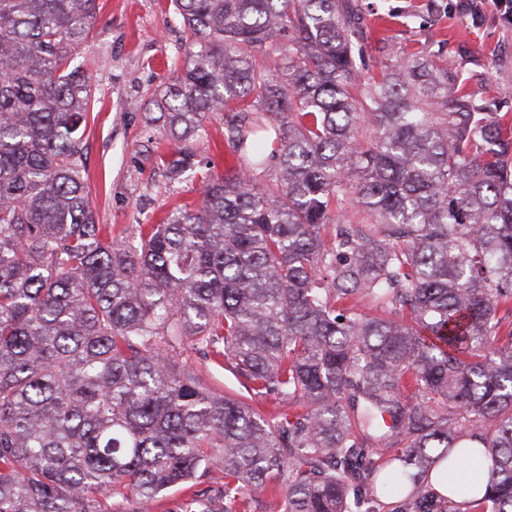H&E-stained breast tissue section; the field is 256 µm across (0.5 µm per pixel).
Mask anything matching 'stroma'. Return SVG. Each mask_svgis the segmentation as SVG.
Masks as SVG:
<instances>
[{
	"instance_id": "obj_1",
	"label": "stroma",
	"mask_w": 512,
	"mask_h": 512,
	"mask_svg": "<svg viewBox=\"0 0 512 512\" xmlns=\"http://www.w3.org/2000/svg\"><path fill=\"white\" fill-rule=\"evenodd\" d=\"M98 20L77 57L92 86L83 141L90 200L113 235L133 234L168 210L197 204V181L168 182L162 155L169 133L147 122L142 103L173 83L189 33L170 0H98ZM368 35L364 72H378V38L424 48L457 64L467 57L469 90L498 100L512 113V26L493 16L473 24L458 0H360ZM200 171L227 164L224 121L207 117L194 137Z\"/></svg>"
}]
</instances>
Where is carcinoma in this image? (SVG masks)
<instances>
[{"instance_id":"cac0c4a2","label":"carcinoma","mask_w":512,"mask_h":512,"mask_svg":"<svg viewBox=\"0 0 512 512\" xmlns=\"http://www.w3.org/2000/svg\"><path fill=\"white\" fill-rule=\"evenodd\" d=\"M171 2L165 176L194 178L207 114L233 162L119 239L74 64L98 0H0V512H149L214 473L224 507L184 512L272 481L284 512H434L430 470L471 453L488 492L448 512H512V115L385 38L364 76L357 0ZM208 383L216 385L226 393L234 394L241 398L250 399V394L242 384L227 370L216 365L210 366Z\"/></svg>"}]
</instances>
